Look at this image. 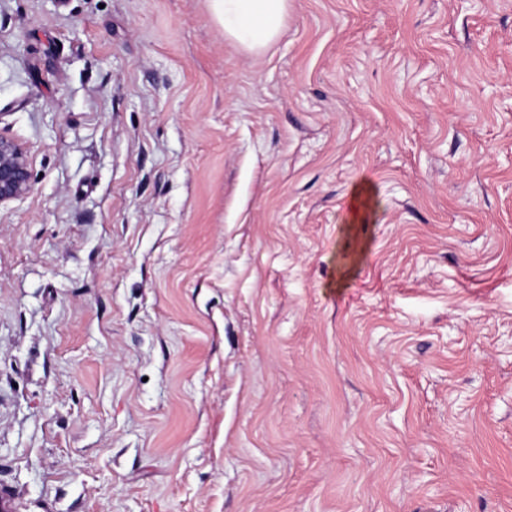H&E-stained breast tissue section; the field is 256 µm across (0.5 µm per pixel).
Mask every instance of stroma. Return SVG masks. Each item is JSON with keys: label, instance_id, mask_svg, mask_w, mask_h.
I'll use <instances>...</instances> for the list:
<instances>
[{"label": "stroma", "instance_id": "stroma-1", "mask_svg": "<svg viewBox=\"0 0 512 512\" xmlns=\"http://www.w3.org/2000/svg\"><path fill=\"white\" fill-rule=\"evenodd\" d=\"M0 137L22 512H512V0H0ZM225 38L260 52L284 32L288 0H210ZM31 187L26 150L18 142L0 137V205L24 197Z\"/></svg>", "mask_w": 512, "mask_h": 512}]
</instances>
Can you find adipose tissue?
Instances as JSON below:
<instances>
[{
  "instance_id": "1",
  "label": "adipose tissue",
  "mask_w": 512,
  "mask_h": 512,
  "mask_svg": "<svg viewBox=\"0 0 512 512\" xmlns=\"http://www.w3.org/2000/svg\"><path fill=\"white\" fill-rule=\"evenodd\" d=\"M212 13L225 38L259 52L284 31L288 0H210Z\"/></svg>"
}]
</instances>
